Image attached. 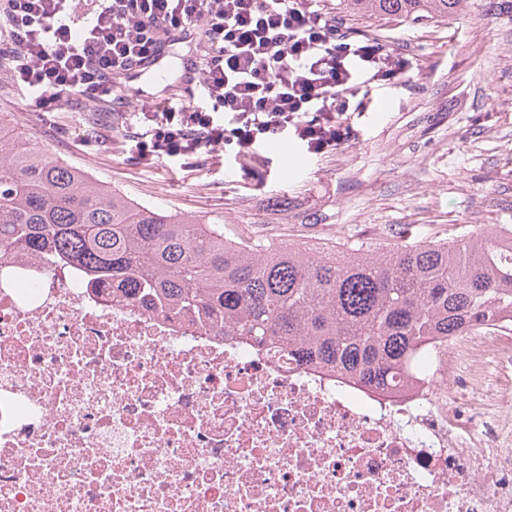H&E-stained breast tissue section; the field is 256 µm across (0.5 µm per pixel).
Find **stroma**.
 Here are the masks:
<instances>
[{"label": "stroma", "mask_w": 512, "mask_h": 512, "mask_svg": "<svg viewBox=\"0 0 512 512\" xmlns=\"http://www.w3.org/2000/svg\"><path fill=\"white\" fill-rule=\"evenodd\" d=\"M323 12L351 32L406 49L413 70L361 93L340 149L313 155L289 140L259 149V162L223 153L188 165L148 164L126 151L120 113L27 110L19 88L0 83V118L52 156L138 202L223 225L263 244L312 251L413 241H452L486 225L512 228V0H465L453 18L389 22L338 0ZM199 40L135 71L137 94L171 98ZM107 131L106 146L84 139Z\"/></svg>", "instance_id": "1"}]
</instances>
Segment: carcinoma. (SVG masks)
<instances>
[{"mask_svg":"<svg viewBox=\"0 0 512 512\" xmlns=\"http://www.w3.org/2000/svg\"><path fill=\"white\" fill-rule=\"evenodd\" d=\"M391 21L448 18L463 0H353ZM499 225L391 249L261 244L110 190L0 122V258L79 269L112 301L388 392L415 386L448 338L512 323V244Z\"/></svg>","mask_w":512,"mask_h":512,"instance_id":"carcinoma-1","label":"carcinoma"}]
</instances>
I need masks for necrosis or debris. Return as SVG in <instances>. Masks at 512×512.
I'll return each mask as SVG.
<instances>
[{
    "mask_svg": "<svg viewBox=\"0 0 512 512\" xmlns=\"http://www.w3.org/2000/svg\"><path fill=\"white\" fill-rule=\"evenodd\" d=\"M512 325L390 394L0 262V512H512Z\"/></svg>",
    "mask_w": 512,
    "mask_h": 512,
    "instance_id": "1",
    "label": "necrosis or debris"
}]
</instances>
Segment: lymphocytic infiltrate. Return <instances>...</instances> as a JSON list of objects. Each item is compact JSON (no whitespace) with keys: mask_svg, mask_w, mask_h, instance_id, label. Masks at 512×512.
Wrapping results in <instances>:
<instances>
[{"mask_svg":"<svg viewBox=\"0 0 512 512\" xmlns=\"http://www.w3.org/2000/svg\"><path fill=\"white\" fill-rule=\"evenodd\" d=\"M195 28L209 44L200 74L212 106L139 102L126 139L138 160L223 150L255 161L288 132L309 153L337 150L351 99L413 68L405 50L350 35L317 0H0V80L42 112L105 107L134 68Z\"/></svg>","mask_w":512,"mask_h":512,"instance_id":"lymphocytic-infiltrate-1","label":"lymphocytic infiltrate"}]
</instances>
